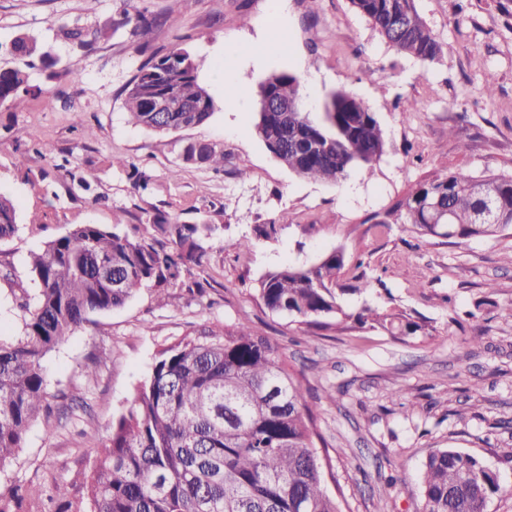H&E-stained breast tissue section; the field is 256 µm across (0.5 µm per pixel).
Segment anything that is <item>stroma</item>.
I'll list each match as a JSON object with an SVG mask.
<instances>
[{"instance_id":"35a3bbf8","label":"stroma","mask_w":512,"mask_h":512,"mask_svg":"<svg viewBox=\"0 0 512 512\" xmlns=\"http://www.w3.org/2000/svg\"><path fill=\"white\" fill-rule=\"evenodd\" d=\"M501 0H415L446 44L439 61L396 54L350 0H0V65L20 36L35 37L52 66L30 68L33 94L0 104V191L19 214L0 242V337L19 335L36 285L31 253L76 224L118 225L141 235L162 212L220 224L184 286L158 301L141 288L124 307L93 316L44 359L49 421H36L0 468L11 512H61L86 500L94 450L147 380L158 353L183 340L218 342L247 323L273 337L317 404L319 450L336 474L343 512H421L413 477L427 456L455 448L496 470L505 495L487 512H512V235L462 244L407 224L372 222L419 182L466 170L512 173V13ZM158 17L147 38L122 22L126 9ZM87 33L88 47L65 37ZM191 53L215 104L203 125L157 134L128 123L125 88L155 56ZM240 75L224 101V68ZM81 75L79 93L65 71ZM294 74L305 109L346 89L375 113L386 151L373 170L340 184L299 178L253 131L261 84ZM494 79L493 97L482 94ZM224 153L216 172L184 162L190 142ZM124 159L116 167L112 158ZM278 232L251 252L232 245L256 226ZM316 225L304 236L299 228ZM341 247L339 280L349 311L395 306L425 317L432 335L396 339L379 328L314 330L266 310L257 280L288 263ZM367 294H356L358 279ZM199 288L188 291L190 283ZM81 407L67 411L65 397ZM410 475L402 483L400 475ZM67 499H59L58 487Z\"/></svg>"}]
</instances>
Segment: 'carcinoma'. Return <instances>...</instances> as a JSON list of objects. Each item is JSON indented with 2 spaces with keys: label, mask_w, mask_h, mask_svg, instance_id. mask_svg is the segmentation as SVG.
<instances>
[{
  "label": "carcinoma",
  "mask_w": 512,
  "mask_h": 512,
  "mask_svg": "<svg viewBox=\"0 0 512 512\" xmlns=\"http://www.w3.org/2000/svg\"><path fill=\"white\" fill-rule=\"evenodd\" d=\"M390 48L423 62L445 49L418 13L415 0H350ZM133 34L149 33L158 20L124 12ZM19 58L45 57L37 41L12 42ZM191 59L173 51L151 59L126 88L128 121L157 133L200 126L214 113L207 98L198 112H177L159 125L146 111L145 90L162 74L181 75L182 96L201 99L207 90L198 68L178 71ZM31 91L20 67L0 68V104ZM260 93L301 98L291 73L270 75ZM257 138L295 175L337 185L356 167L368 170L385 153L375 113L346 90L332 93L319 112L288 113L279 120L257 113ZM183 160L219 171L224 153L194 142ZM425 235L450 243L495 238L512 232V174L438 175L398 199L385 213ZM12 199L0 192V240L18 230ZM222 224H185L158 213L144 233L131 237L98 224H79L32 254L37 284L22 305L23 325L10 341L0 339V467L22 447L30 424L45 409L46 355L91 322V316L123 307L145 284L162 297L184 284L183 267L199 261ZM345 267L334 248L312 263L288 264L258 279L264 308L301 325L380 328L395 338L426 330V320L405 310L366 305L356 313L342 301L337 281ZM314 420L300 382L270 337L246 324L224 329V341L179 343L162 349L149 379L127 410L112 422L87 480L92 512H342L328 493L315 443ZM422 512H486L504 493L498 474L480 458L455 448L430 454L418 475Z\"/></svg>",
  "instance_id": "obj_1"
}]
</instances>
